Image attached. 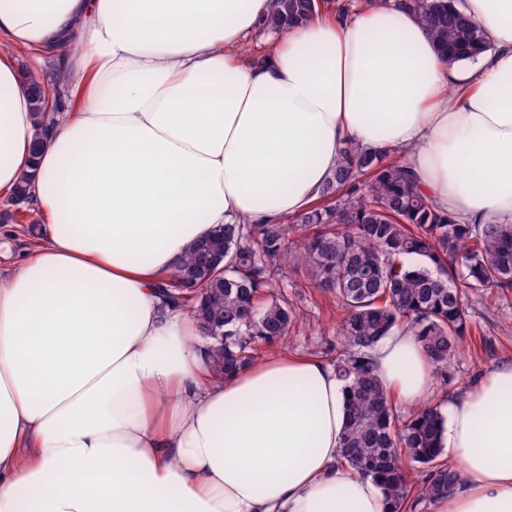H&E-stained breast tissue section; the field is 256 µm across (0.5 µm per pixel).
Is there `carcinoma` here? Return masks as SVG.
Here are the masks:
<instances>
[{
    "label": "carcinoma",
    "instance_id": "1",
    "mask_svg": "<svg viewBox=\"0 0 512 512\" xmlns=\"http://www.w3.org/2000/svg\"><path fill=\"white\" fill-rule=\"evenodd\" d=\"M394 7L418 18L451 62L490 47L452 0H394ZM322 9L343 14L350 4L271 0L264 29L285 33ZM26 85L40 130L58 112L47 107L42 82L30 77ZM207 248L224 255V269L205 270ZM291 264L304 267L313 287L334 296L340 311L334 367L345 389L342 460L380 482L389 512H415L448 494L458 473L438 446L444 413L427 404L399 417L371 350L392 332L408 330L435 372H443L470 334L469 295L512 292V224H459L421 192L401 161L348 144L309 210L285 224L216 228L168 276L169 288L190 278L205 288L202 300L179 302L201 332L224 334V342L210 345L213 375L230 376L251 364L261 357V343L284 346L294 308L275 295V275ZM409 462L426 466L421 483H410Z\"/></svg>",
    "mask_w": 512,
    "mask_h": 512
}]
</instances>
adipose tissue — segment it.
<instances>
[{"label": "adipose tissue", "instance_id": "1", "mask_svg": "<svg viewBox=\"0 0 512 512\" xmlns=\"http://www.w3.org/2000/svg\"><path fill=\"white\" fill-rule=\"evenodd\" d=\"M453 5L492 45L473 73L391 6L247 57L270 0H0V197L32 175L47 219L0 270V512H385L340 461L334 366L281 350L212 378L165 280L217 227L305 212L350 142L462 223H512V0ZM23 52L59 91L41 130ZM372 363L405 405L434 398L410 332ZM447 409L460 481L433 512H512V363Z\"/></svg>", "mask_w": 512, "mask_h": 512}]
</instances>
